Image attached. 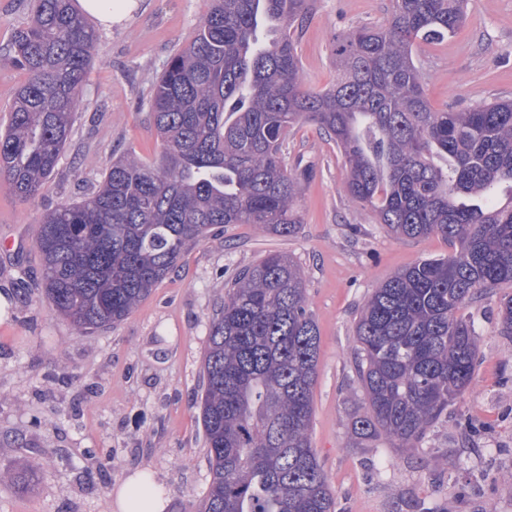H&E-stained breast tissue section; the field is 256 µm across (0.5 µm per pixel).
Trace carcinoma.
<instances>
[{"label": "carcinoma", "mask_w": 512, "mask_h": 512, "mask_svg": "<svg viewBox=\"0 0 512 512\" xmlns=\"http://www.w3.org/2000/svg\"><path fill=\"white\" fill-rule=\"evenodd\" d=\"M313 0H211L144 101L156 161L120 156L78 204L39 220L43 294L84 335L123 321L188 247L225 224L287 237L303 173L288 131L314 123L348 175L343 191L400 238L453 247L364 298L352 365L365 406L350 422L362 448L380 437L414 449L472 384L478 294L512 286V100L438 111L413 48L467 19V0H391L385 21L336 38V83L306 86L299 36ZM97 40L71 0H33L0 67L26 79L0 131V178L39 195L70 138ZM512 336V294L500 299ZM320 350L301 267L270 251L225 283L210 322L198 407L210 481L200 512H335L311 443Z\"/></svg>", "instance_id": "carcinoma-1"}]
</instances>
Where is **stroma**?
I'll list each match as a JSON object with an SVG mask.
<instances>
[{
    "mask_svg": "<svg viewBox=\"0 0 512 512\" xmlns=\"http://www.w3.org/2000/svg\"><path fill=\"white\" fill-rule=\"evenodd\" d=\"M137 3L112 28H97L72 137L40 194L21 201L0 182V296L11 302L0 317V512H113L112 491L137 472L151 475L163 512H193L209 483L195 400L210 319L225 280L270 251L302 267L319 329L311 442L336 512H512V338L499 333L501 290L470 306L480 339L472 385L419 447L400 453L384 438L352 447L350 416L362 399L351 371L359 305L398 270L452 248L438 236L401 240L377 224L344 194L343 160L312 123L288 135L289 166L310 172L295 234L252 224L216 229L124 321L92 335L43 301L41 215L90 197L115 156L158 157L160 140L138 101L211 6ZM389 7L315 0L299 38L306 84H332L336 36L382 23ZM467 14L454 37L416 52L439 110L512 99V0H468ZM33 468L37 481L19 482Z\"/></svg>",
    "mask_w": 512,
    "mask_h": 512,
    "instance_id": "stroma-1",
    "label": "stroma"
}]
</instances>
